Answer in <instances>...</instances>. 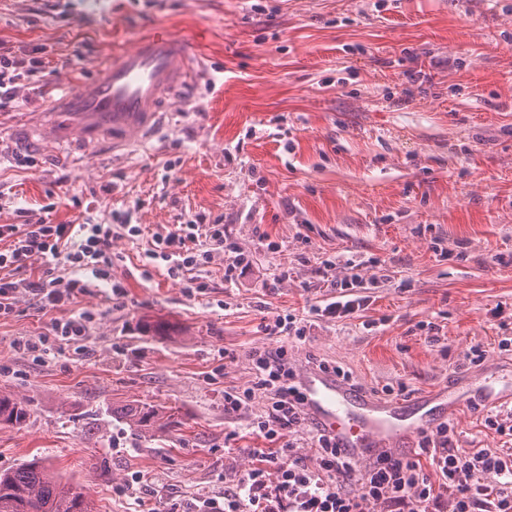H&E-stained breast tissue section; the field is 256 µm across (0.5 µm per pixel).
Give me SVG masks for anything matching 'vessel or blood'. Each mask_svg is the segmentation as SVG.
<instances>
[{
	"label": "vessel or blood",
	"mask_w": 512,
	"mask_h": 512,
	"mask_svg": "<svg viewBox=\"0 0 512 512\" xmlns=\"http://www.w3.org/2000/svg\"><path fill=\"white\" fill-rule=\"evenodd\" d=\"M201 67L187 47L173 36L158 33L139 41L84 82L62 86L50 110L72 117L82 134L72 148L85 152L102 138L120 147L143 137L157 123L168 101L197 78ZM308 418L335 434L341 447L370 456L395 449L414 434L430 430L426 409L436 405L454 415L462 394L441 390L413 402L375 398L352 389L336 375L303 369L297 376ZM490 407L512 405V387L480 377L470 383Z\"/></svg>",
	"instance_id": "vessel-or-blood-1"
}]
</instances>
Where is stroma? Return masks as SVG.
<instances>
[{"label":"stroma","mask_w":512,"mask_h":512,"mask_svg":"<svg viewBox=\"0 0 512 512\" xmlns=\"http://www.w3.org/2000/svg\"><path fill=\"white\" fill-rule=\"evenodd\" d=\"M154 33L185 41L203 73L148 137L76 160L21 144L57 87ZM0 41L45 63L0 110V224L111 225L125 289L57 309L23 293L0 318V391L30 401L23 426L0 427V471L41 455L96 512H196L250 467L243 449L267 445L248 429L263 393L224 413L225 392L251 386L257 347L340 367L374 397L512 378L498 345L512 324L491 316L512 315V264L493 260L512 253V0H0ZM178 224L224 227L223 249H194L204 292L146 256ZM236 249L247 262L229 282ZM351 274L378 279L366 309L300 340L262 332L307 318ZM81 311L94 315L83 355L15 350ZM141 402L178 426L130 429L117 410ZM487 412L472 399L451 417L455 446L504 447Z\"/></svg>","instance_id":"obj_1"}]
</instances>
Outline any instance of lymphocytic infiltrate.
I'll use <instances>...</instances> for the list:
<instances>
[{
    "label": "lymphocytic infiltrate",
    "mask_w": 512,
    "mask_h": 512,
    "mask_svg": "<svg viewBox=\"0 0 512 512\" xmlns=\"http://www.w3.org/2000/svg\"><path fill=\"white\" fill-rule=\"evenodd\" d=\"M42 60L19 56L0 44V107L14 102L17 83L41 68ZM112 256V227L108 224H53L38 220L0 225V318L10 316L19 291L38 296L43 307L68 303L94 282L113 295L124 293L107 272ZM45 267L30 280L22 273L31 261ZM375 279L354 274L333 281L337 294L313 306L320 320H340L365 309L366 288ZM358 296H351V289ZM92 321L90 312L56 322L52 339L26 340L22 349L45 354L49 342L83 341ZM253 387L224 395V412L244 410L255 391H263L268 406L254 418V433L269 440L266 448L247 449L252 461L223 500L205 502L203 512H512V452L454 447V431L440 425L423 437L419 456L383 452L361 459L340 447L335 436L314 428L312 457L297 454L292 437L311 427L303 411V395L294 380L284 349H254Z\"/></svg>",
    "instance_id": "1"
}]
</instances>
